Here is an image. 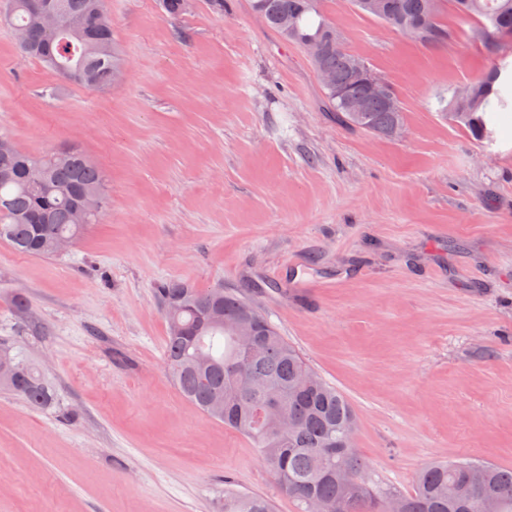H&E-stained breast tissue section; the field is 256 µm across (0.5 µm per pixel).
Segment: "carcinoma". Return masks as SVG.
<instances>
[{
    "label": "carcinoma",
    "instance_id": "carcinoma-1",
    "mask_svg": "<svg viewBox=\"0 0 512 512\" xmlns=\"http://www.w3.org/2000/svg\"><path fill=\"white\" fill-rule=\"evenodd\" d=\"M41 0H0V24L24 34L21 52L68 84L106 89L123 77V62L107 17V0H53L64 30L51 48L44 44ZM252 10L285 40L299 46L314 42L312 64L325 74L330 110L353 128L388 137L404 123L403 112L388 109L356 76L348 51L319 8V0H251ZM456 14L477 18L473 31L494 57L490 72L461 91L452 90L446 110L473 137L492 145L498 115L512 112V62L498 56L489 42L512 36V0H449ZM383 15L373 19L403 33L419 25L414 41L440 45L437 33L442 0L428 15V0H380ZM341 87L364 99L366 112H351L334 94ZM108 208L105 176L83 150L65 147L32 155L0 135V242L31 257L56 254L66 239L77 242L86 227ZM167 321L164 358L181 395L200 412L248 438L279 490L291 497L298 512L319 502L340 512H465L468 500L484 495L497 501L499 512H512V468L470 459L434 461L416 475L408 495L382 500L366 483V461L345 445L346 432L357 427L347 398L316 373L278 329L245 298L222 287L194 288L168 282L158 289ZM219 308L224 326L200 324V315ZM260 319L262 344L250 357L240 352L232 329L246 315ZM9 392L36 410L54 404V392L39 368L14 343L0 339V391ZM270 398L294 423L287 435L271 427L263 405ZM224 512H272L267 499L224 490Z\"/></svg>",
    "mask_w": 512,
    "mask_h": 512
}]
</instances>
